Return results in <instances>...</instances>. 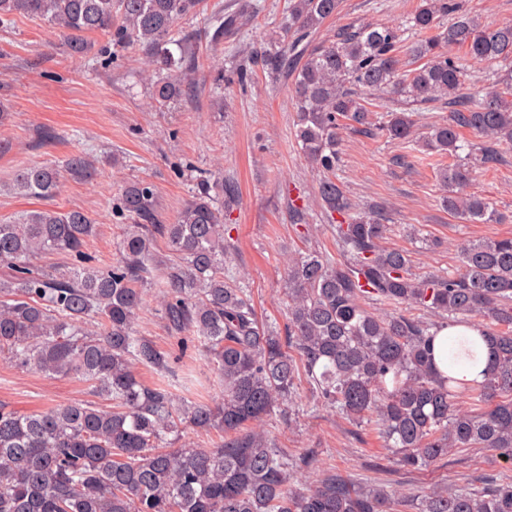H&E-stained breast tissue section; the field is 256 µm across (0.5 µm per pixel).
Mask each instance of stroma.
Wrapping results in <instances>:
<instances>
[{"mask_svg": "<svg viewBox=\"0 0 512 512\" xmlns=\"http://www.w3.org/2000/svg\"><path fill=\"white\" fill-rule=\"evenodd\" d=\"M289 0H202L194 16L178 20L175 38L195 53L183 96L160 107L151 97L141 51L115 44L111 34L89 35L90 48L75 56L47 23L18 17L0 24V102L9 115L0 121V185L25 167L63 165L74 154H113L95 180L63 178L50 201L0 193V222L47 206L80 209L97 222L85 250L97 267L116 262L124 219L115 210L120 185L143 179L155 185L165 219L177 215L201 184L231 182L224 202L226 238L233 251L225 267L250 289L259 318L286 331L282 280L290 255L336 245L317 199L316 175L294 132L292 76L262 65L261 52L288 23ZM419 0H341L337 15L314 31L310 46L332 40L338 29L362 23L405 20ZM240 13L237 29L212 43L216 10ZM477 170L466 190L489 199L499 218L469 223L444 210L437 182V155L387 142L382 132L347 131L337 172L353 203L381 206L390 226L387 245L407 252L419 276L458 270L456 246L464 240L512 237V150ZM305 208L313 229L296 235L292 206ZM147 337L175 359L177 372L201 380L215 375L195 343L180 347L168 336L155 300L135 321ZM76 378L53 379L0 360V402L31 413L90 399ZM289 455H313L361 485L382 483L421 493L438 485L479 494L512 484V460L485 448H466L423 470L398 466L369 426L314 405L308 383L293 403L265 424Z\"/></svg>", "mask_w": 512, "mask_h": 512, "instance_id": "1", "label": "stroma"}]
</instances>
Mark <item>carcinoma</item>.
Here are the masks:
<instances>
[{"label": "carcinoma", "instance_id": "carcinoma-1", "mask_svg": "<svg viewBox=\"0 0 512 512\" xmlns=\"http://www.w3.org/2000/svg\"><path fill=\"white\" fill-rule=\"evenodd\" d=\"M200 3L0 0V23L43 20L75 54L88 50V35L112 33L140 49L156 74L153 98L165 106L183 95L192 65L173 27ZM339 4L290 0L279 47L264 54L270 69L294 75L296 138L319 176L317 199L342 257L314 251L288 259L287 336L258 319L247 289L224 279V203L207 192L167 223L151 183H125L117 205L130 223L108 270L85 262L96 224L79 209L31 210L0 223V265L11 270L0 282V355L23 370L84 381L107 401L29 414L0 403V512H392L405 505L413 495L359 486L324 466L312 488L294 483V471L315 461L288 459L264 421L303 378L325 405L370 424L403 467L426 468L463 448L512 459V237L465 241L459 270L418 277L405 252L384 245L390 227L382 213L356 210L336 178L343 131L371 133L378 100L405 104L387 112L383 125L400 145L414 139L411 106L440 102L448 115L418 143L452 158L438 171L441 205L469 222L496 220L491 202L463 188L477 167L498 160L499 147L512 148V22L489 27L455 0H420L397 25H353L329 44L300 47ZM444 16L451 17L445 27ZM489 62L501 69L466 92L471 68ZM466 131L482 138L479 152ZM101 163L77 154L62 170L29 166L0 192L49 200L61 172L87 180ZM159 237L173 255L155 251ZM50 253L78 264L68 273L31 268L30 259ZM153 288L168 335L202 348L220 381L218 399H189L169 382L139 378L140 366L162 378L172 373L171 355L133 329ZM375 304L394 310L378 312ZM476 317L490 321L476 327L493 344L491 369L480 382L440 375L438 329ZM475 357L466 340L450 349L452 363ZM190 430H218L223 440L199 448L185 441ZM417 510L512 512V485L483 496L434 486Z\"/></svg>", "mask_w": 512, "mask_h": 512}]
</instances>
